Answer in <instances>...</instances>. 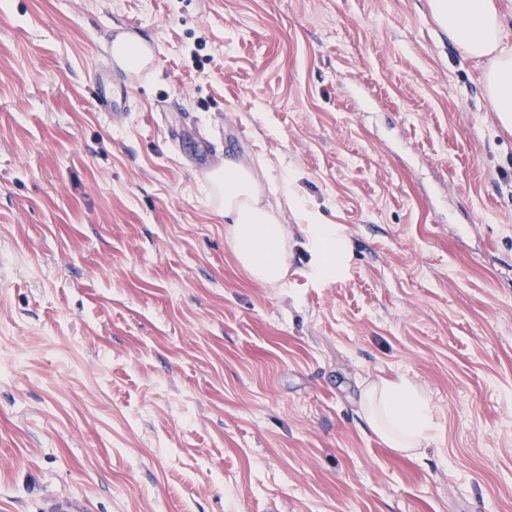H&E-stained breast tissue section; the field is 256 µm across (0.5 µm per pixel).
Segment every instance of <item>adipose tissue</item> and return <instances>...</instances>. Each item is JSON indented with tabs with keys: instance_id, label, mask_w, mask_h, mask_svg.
I'll return each instance as SVG.
<instances>
[{
	"instance_id": "obj_1",
	"label": "adipose tissue",
	"mask_w": 512,
	"mask_h": 512,
	"mask_svg": "<svg viewBox=\"0 0 512 512\" xmlns=\"http://www.w3.org/2000/svg\"><path fill=\"white\" fill-rule=\"evenodd\" d=\"M430 8L442 31L465 55L493 57L484 74L485 86L501 125L512 129V41L502 29L494 0H430ZM209 183L238 263L261 284L281 283L287 273L288 232L280 212L265 202L264 184L232 158L213 170ZM302 231L316 256V273L337 274L348 252L347 238L311 214ZM361 408L369 428L399 451L422 447L434 429L429 397L405 379L371 383L363 392Z\"/></svg>"
}]
</instances>
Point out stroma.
<instances>
[{
    "instance_id": "35a3bbf8",
    "label": "stroma",
    "mask_w": 512,
    "mask_h": 512,
    "mask_svg": "<svg viewBox=\"0 0 512 512\" xmlns=\"http://www.w3.org/2000/svg\"><path fill=\"white\" fill-rule=\"evenodd\" d=\"M132 23L157 64L115 120ZM428 0H0V512H512V132ZM287 184L254 282L196 135ZM350 243L317 276L287 199ZM432 440L389 448L366 383ZM134 35L132 28L112 30V34L108 36V63L101 68L97 77V96L96 102L100 108H104L107 103L106 89L112 82V70L120 67L117 63L118 59L123 58L119 48L125 47L132 42L131 36ZM361 408L369 428L399 451L423 447L434 429L429 397L406 379L371 383L363 392Z\"/></svg>"
}]
</instances>
